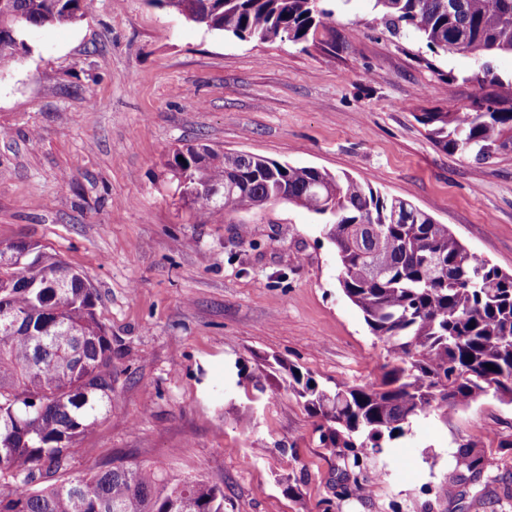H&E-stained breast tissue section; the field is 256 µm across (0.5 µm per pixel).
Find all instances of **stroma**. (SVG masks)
Wrapping results in <instances>:
<instances>
[{
  "mask_svg": "<svg viewBox=\"0 0 512 512\" xmlns=\"http://www.w3.org/2000/svg\"><path fill=\"white\" fill-rule=\"evenodd\" d=\"M23 41L0 64V244H39L88 279L116 371L112 414L73 445L70 475L134 461L217 486L224 512H512V404L495 398L414 420L359 468L322 448L278 362L360 385L385 355L322 222L276 202L200 223L165 166L202 144L348 173L511 274L512 147L477 161L421 121L511 98V53L433 54L373 0L337 7L308 43L241 41L148 0H96ZM468 440L485 469L461 489Z\"/></svg>",
  "mask_w": 512,
  "mask_h": 512,
  "instance_id": "1",
  "label": "stroma"
}]
</instances>
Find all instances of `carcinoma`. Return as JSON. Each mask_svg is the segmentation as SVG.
<instances>
[{"label": "carcinoma", "mask_w": 512, "mask_h": 512, "mask_svg": "<svg viewBox=\"0 0 512 512\" xmlns=\"http://www.w3.org/2000/svg\"><path fill=\"white\" fill-rule=\"evenodd\" d=\"M95 0H0V63L29 28L73 21ZM326 0H149L240 40L307 42L327 27ZM386 24H403L437 54L512 53V0H374ZM437 144L487 160L512 141V99L483 97L464 110L426 112ZM469 149H464L465 144ZM183 160H178V157ZM166 166L190 197V214L211 219L278 201L327 219L340 286L384 343L381 374L329 389L281 365L286 383L319 418L321 445L378 451L412 420L492 396L512 404V274L468 251L428 213L347 174L297 167L205 145L174 149ZM0 264V512H224V493L203 479H176L121 461L60 479L70 449L112 414V339L94 289L57 255ZM436 255L440 272L428 258ZM493 365L494 369L487 368ZM456 483L479 476L475 442L458 446Z\"/></svg>", "instance_id": "obj_1"}]
</instances>
